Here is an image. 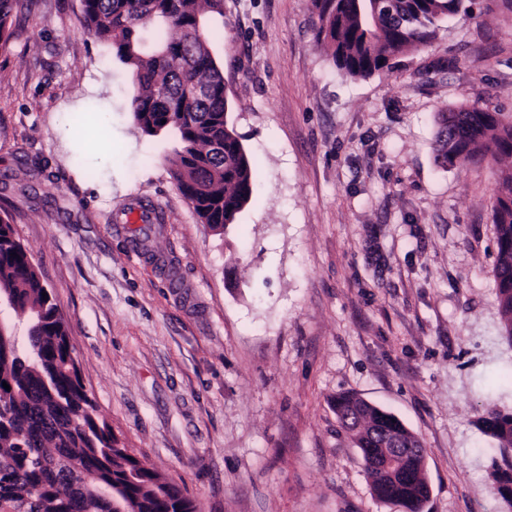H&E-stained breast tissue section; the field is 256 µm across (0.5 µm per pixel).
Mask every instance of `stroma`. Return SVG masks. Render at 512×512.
<instances>
[{"instance_id": "1", "label": "stroma", "mask_w": 512, "mask_h": 512, "mask_svg": "<svg viewBox=\"0 0 512 512\" xmlns=\"http://www.w3.org/2000/svg\"><path fill=\"white\" fill-rule=\"evenodd\" d=\"M82 0H23L0 48V217L69 329L113 433L199 512H400L371 494L332 400L425 448L424 512H501L475 421L512 409L493 203L512 161L442 165L438 117L512 114V0H477L390 70L351 79L312 0H224L229 124L260 160L234 224L199 222L172 142L128 110L129 70ZM151 205L145 245L125 213Z\"/></svg>"}]
</instances>
